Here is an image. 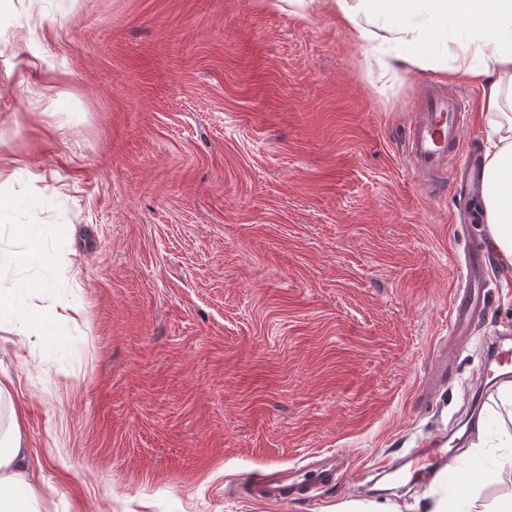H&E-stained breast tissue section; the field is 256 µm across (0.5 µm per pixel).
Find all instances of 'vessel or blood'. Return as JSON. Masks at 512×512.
<instances>
[{
    "mask_svg": "<svg viewBox=\"0 0 512 512\" xmlns=\"http://www.w3.org/2000/svg\"><path fill=\"white\" fill-rule=\"evenodd\" d=\"M466 107L442 95H427L420 112L407 132L409 154L416 169L437 173L458 148V136ZM455 187L464 195L476 197L484 190L483 167L477 154L465 157L453 174ZM483 251L469 249L466 255V281L452 301L453 323L450 333L458 342H466L471 334V319L485 302L486 282L483 278ZM342 455L319 453L310 456L302 470L285 468L268 473L250 482L251 500L282 503L303 489H320L329 484L343 468Z\"/></svg>",
    "mask_w": 512,
    "mask_h": 512,
    "instance_id": "vessel-or-blood-1",
    "label": "vessel or blood"
}]
</instances>
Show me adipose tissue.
I'll list each match as a JSON object with an SVG mask.
<instances>
[{
    "label": "adipose tissue",
    "instance_id": "1",
    "mask_svg": "<svg viewBox=\"0 0 512 512\" xmlns=\"http://www.w3.org/2000/svg\"><path fill=\"white\" fill-rule=\"evenodd\" d=\"M289 6L317 5L335 14L350 39L381 53L386 69L430 70L444 78L478 86L480 111L487 121L489 147L484 206L490 245L512 264V113L505 111L512 91V0H288ZM29 289L0 286V313L15 316L20 341L43 334L30 316ZM39 474L23 446L20 418L11 413L0 432V512H36ZM427 512H512V497L480 503L462 483L437 476Z\"/></svg>",
    "mask_w": 512,
    "mask_h": 512
}]
</instances>
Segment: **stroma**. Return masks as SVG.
Returning a JSON list of instances; mask_svg holds the SVG:
<instances>
[{
	"instance_id": "obj_1",
	"label": "stroma",
	"mask_w": 512,
	"mask_h": 512,
	"mask_svg": "<svg viewBox=\"0 0 512 512\" xmlns=\"http://www.w3.org/2000/svg\"><path fill=\"white\" fill-rule=\"evenodd\" d=\"M36 58L33 94L17 89ZM431 85L466 101L461 149L487 150L478 87L386 71L334 15L270 0H12L0 13V193L46 224L53 267L0 268L37 305L73 263L86 321L44 317L21 344L0 321V403L25 411L39 512H331L433 492L411 449L470 458L496 409L494 340L512 347V264L488 252V308L449 334L464 250L451 172L410 166L405 131ZM54 190L41 208L27 201ZM451 363L423 389L443 353ZM341 451L350 472L268 505L244 477Z\"/></svg>"
}]
</instances>
